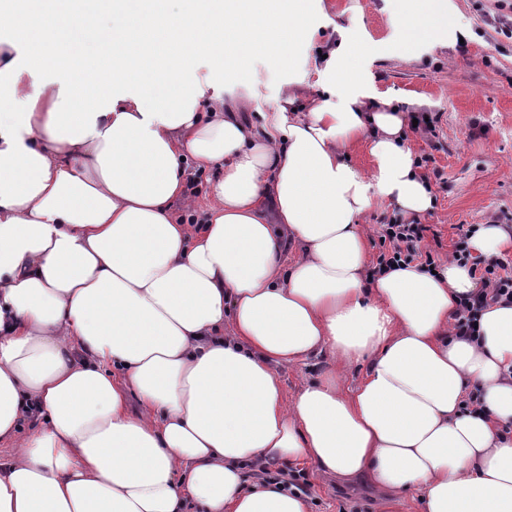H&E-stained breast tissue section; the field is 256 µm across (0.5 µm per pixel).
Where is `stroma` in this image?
<instances>
[{"label": "stroma", "mask_w": 512, "mask_h": 512, "mask_svg": "<svg viewBox=\"0 0 512 512\" xmlns=\"http://www.w3.org/2000/svg\"><path fill=\"white\" fill-rule=\"evenodd\" d=\"M457 20L471 32L461 45L440 40L412 41L402 20L400 0H322L309 22L312 35L293 46L295 67L273 55L249 59L256 76L243 84L236 64L209 55L194 62L199 80H211L225 99L247 98L250 117L271 111L289 83L304 82L305 108L323 92L317 73V50L335 40L345 27L362 51L356 60L372 92L391 98L405 114L436 116L434 135L409 133L415 156H428L435 198L421 223L438 233L440 260H447L458 239L459 225L486 224L512 218V39L497 34L489 17L498 14V0H450ZM304 474L311 512H376L374 494L363 486H339L307 463L289 466Z\"/></svg>", "instance_id": "obj_1"}]
</instances>
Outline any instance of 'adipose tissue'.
<instances>
[{"mask_svg":"<svg viewBox=\"0 0 512 512\" xmlns=\"http://www.w3.org/2000/svg\"><path fill=\"white\" fill-rule=\"evenodd\" d=\"M77 1L120 13L110 39L76 36ZM313 2L0 11V512H309L281 481L247 488L259 459L367 485L377 512L411 494L421 512H512V303L480 312L473 342L450 332L469 266L370 276L361 217L417 218L434 196L405 113L363 91L357 42L337 27L305 112L294 84L253 122L191 76L203 54L281 51ZM402 3L411 39L469 38L448 0ZM90 55L106 68L78 70ZM194 172L191 220L175 206ZM324 353L285 399L279 366Z\"/></svg>","mask_w":512,"mask_h":512,"instance_id":"obj_1","label":"adipose tissue"}]
</instances>
